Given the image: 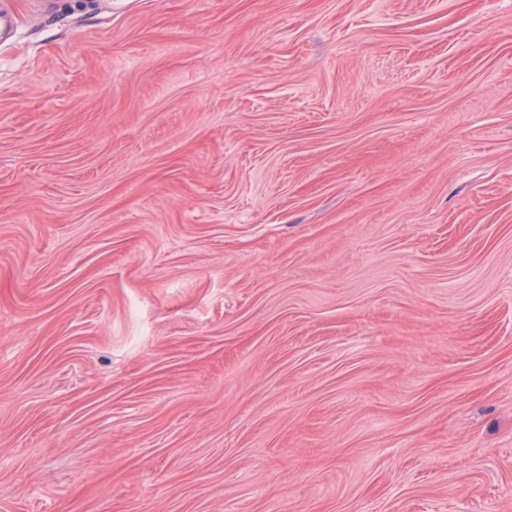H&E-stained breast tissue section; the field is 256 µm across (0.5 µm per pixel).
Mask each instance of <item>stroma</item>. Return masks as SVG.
Here are the masks:
<instances>
[{
    "instance_id": "1",
    "label": "stroma",
    "mask_w": 512,
    "mask_h": 512,
    "mask_svg": "<svg viewBox=\"0 0 512 512\" xmlns=\"http://www.w3.org/2000/svg\"><path fill=\"white\" fill-rule=\"evenodd\" d=\"M0 6V512H512V0Z\"/></svg>"
}]
</instances>
